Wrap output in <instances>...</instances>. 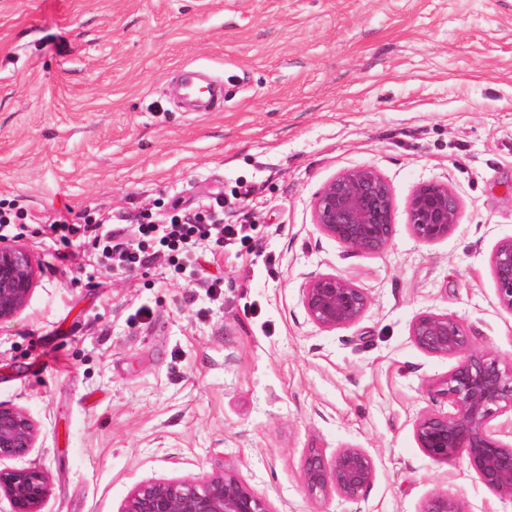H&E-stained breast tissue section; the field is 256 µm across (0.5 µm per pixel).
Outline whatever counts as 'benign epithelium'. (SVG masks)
<instances>
[{
	"instance_id": "1",
	"label": "benign epithelium",
	"mask_w": 512,
	"mask_h": 512,
	"mask_svg": "<svg viewBox=\"0 0 512 512\" xmlns=\"http://www.w3.org/2000/svg\"><path fill=\"white\" fill-rule=\"evenodd\" d=\"M408 224L416 238L432 243L448 237L460 223L457 195L438 182L419 184L407 202ZM313 221L326 236L355 251L376 255L392 243L395 200L390 183L374 167L347 168L330 179L312 205ZM491 273L500 307L512 313V238L491 256ZM35 284L30 253L0 240V321L18 314ZM309 320L325 331L358 322L369 305L366 293L349 279L320 273L303 288ZM410 336L422 351L453 357L456 364L429 383V390L451 407L428 413L414 426L417 447L439 463L466 458L481 483L496 497L512 500V443L503 441L496 420L512 413V360L474 346L465 324L446 313L423 312L411 322ZM38 428L24 410L0 404V460L26 456ZM373 458L361 448H338L331 458L317 448L306 455L302 483L309 498L334 492L347 500L361 498L375 477ZM48 476L37 468L1 469L0 493L8 512H41ZM120 512H276L232 469L202 477L156 480L135 486ZM420 512H468L463 501L435 492Z\"/></svg>"
}]
</instances>
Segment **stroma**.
<instances>
[{
	"mask_svg": "<svg viewBox=\"0 0 512 512\" xmlns=\"http://www.w3.org/2000/svg\"><path fill=\"white\" fill-rule=\"evenodd\" d=\"M185 66L223 80L222 109L178 106ZM357 166L394 193L377 255L313 222L317 192ZM426 181L462 207L433 243L406 211ZM219 190L255 250L201 245L192 277L162 260L110 271L45 232L157 222ZM0 200L26 214L4 233L36 270L0 323V403L38 427L0 468L47 472L42 512H119L137 484L222 466L275 512H420L438 491L512 512L466 459L417 447L416 420L448 409L428 384L455 361L410 336L416 315L448 313L512 358L490 270L512 238V0H0ZM319 272L366 293L359 322L309 320L302 288ZM344 447L371 455L373 483L310 499L306 454Z\"/></svg>",
	"mask_w": 512,
	"mask_h": 512,
	"instance_id": "stroma-1",
	"label": "stroma"
}]
</instances>
